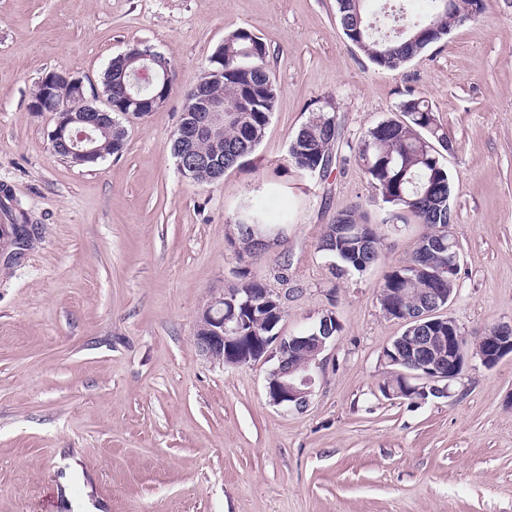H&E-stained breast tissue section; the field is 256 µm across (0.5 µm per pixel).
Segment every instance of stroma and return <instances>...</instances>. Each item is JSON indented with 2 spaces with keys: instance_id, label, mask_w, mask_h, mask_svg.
<instances>
[{
  "instance_id": "1",
  "label": "stroma",
  "mask_w": 512,
  "mask_h": 512,
  "mask_svg": "<svg viewBox=\"0 0 512 512\" xmlns=\"http://www.w3.org/2000/svg\"><path fill=\"white\" fill-rule=\"evenodd\" d=\"M241 27L267 44L279 102L245 162L196 183L172 135ZM141 41L174 65L166 104L126 122L120 154L53 155L52 114L28 107L41 77L70 72L102 92L112 56ZM411 96L448 139L461 259L446 313L469 333L511 323L512 0H485L394 72L347 40L336 0H0V224L22 213L33 229L20 258L0 256V512H512L511 356L472 361L448 398L379 390L403 331L379 289L424 228L387 224L350 147ZM328 102L340 135L331 169L311 176L288 146ZM252 197L288 225L244 264L229 239ZM355 205L382 254L337 279L317 242ZM242 267L281 292L283 335L328 311L341 324L302 410L270 404L275 357L232 367L195 344L198 313Z\"/></svg>"
}]
</instances>
